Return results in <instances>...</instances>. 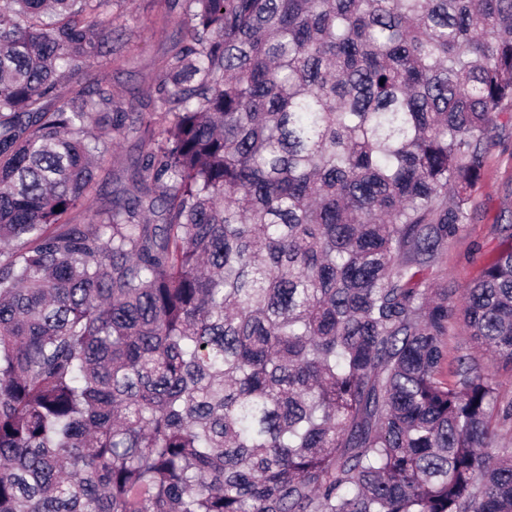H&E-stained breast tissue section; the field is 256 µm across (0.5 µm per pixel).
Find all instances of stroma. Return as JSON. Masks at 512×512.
<instances>
[{
    "instance_id": "stroma-1",
    "label": "stroma",
    "mask_w": 512,
    "mask_h": 512,
    "mask_svg": "<svg viewBox=\"0 0 512 512\" xmlns=\"http://www.w3.org/2000/svg\"><path fill=\"white\" fill-rule=\"evenodd\" d=\"M117 9L128 21L120 58L111 62L101 57L82 63L75 80L85 84L106 78L116 99L127 106L153 93L155 74L164 57L180 46L182 36L176 24L180 8L167 0H119ZM136 144V135H126L102 162L91 206L105 202L113 175L129 166ZM506 224H512V129L495 134L489 143L481 179L471 192L469 220L441 250L428 274L432 285L466 288L505 247L502 227ZM462 355L480 367L491 368L501 395L512 397V367L492 364L489 354L470 341L463 321L456 319L448 325V356L453 359Z\"/></svg>"
}]
</instances>
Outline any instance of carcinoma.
<instances>
[{
    "label": "carcinoma",
    "instance_id": "obj_1",
    "mask_svg": "<svg viewBox=\"0 0 512 512\" xmlns=\"http://www.w3.org/2000/svg\"><path fill=\"white\" fill-rule=\"evenodd\" d=\"M114 2L0 0V512H512V401L447 367L459 312L512 365V246L426 276L512 126V0H184L145 112L65 84ZM118 145L112 151V156H107L98 170L96 191L93 192L89 205L95 208L106 201V194L112 190V174H118L129 166L131 159L136 155L137 137L135 134H126L118 140Z\"/></svg>",
    "mask_w": 512,
    "mask_h": 512
}]
</instances>
